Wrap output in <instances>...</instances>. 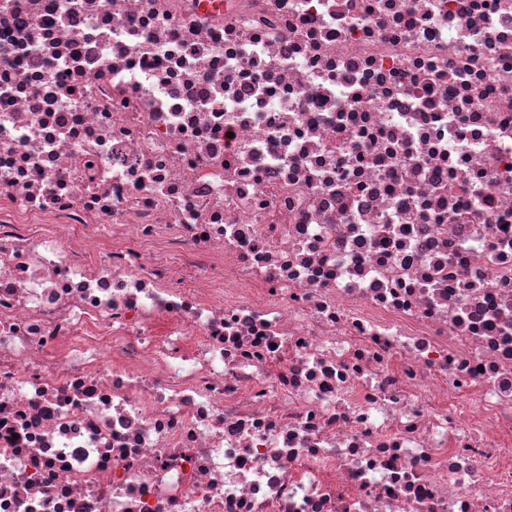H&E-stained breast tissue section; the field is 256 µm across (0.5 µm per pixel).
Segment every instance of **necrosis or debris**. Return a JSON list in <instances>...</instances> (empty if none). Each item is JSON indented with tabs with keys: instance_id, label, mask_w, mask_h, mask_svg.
Wrapping results in <instances>:
<instances>
[{
	"instance_id": "obj_1",
	"label": "necrosis or debris",
	"mask_w": 512,
	"mask_h": 512,
	"mask_svg": "<svg viewBox=\"0 0 512 512\" xmlns=\"http://www.w3.org/2000/svg\"><path fill=\"white\" fill-rule=\"evenodd\" d=\"M0 512H512V0H0Z\"/></svg>"
}]
</instances>
